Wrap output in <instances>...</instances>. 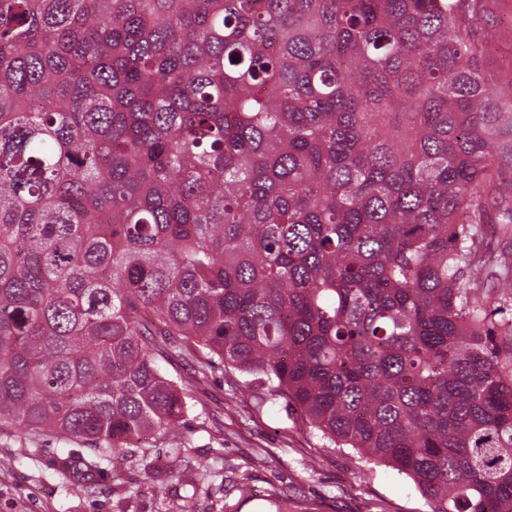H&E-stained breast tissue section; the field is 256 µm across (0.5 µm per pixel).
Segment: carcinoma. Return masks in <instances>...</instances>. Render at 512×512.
Instances as JSON below:
<instances>
[{
	"instance_id": "carcinoma-1",
	"label": "carcinoma",
	"mask_w": 512,
	"mask_h": 512,
	"mask_svg": "<svg viewBox=\"0 0 512 512\" xmlns=\"http://www.w3.org/2000/svg\"><path fill=\"white\" fill-rule=\"evenodd\" d=\"M487 0H0V428L189 454L260 380L432 512H512V78Z\"/></svg>"
}]
</instances>
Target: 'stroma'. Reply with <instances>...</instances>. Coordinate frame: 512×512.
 Masks as SVG:
<instances>
[{
	"instance_id": "stroma-1",
	"label": "stroma",
	"mask_w": 512,
	"mask_h": 512,
	"mask_svg": "<svg viewBox=\"0 0 512 512\" xmlns=\"http://www.w3.org/2000/svg\"><path fill=\"white\" fill-rule=\"evenodd\" d=\"M499 31L484 66L501 78L512 77V0H490L484 17ZM172 375L195 381L198 401L186 419L199 460L222 452L227 474L252 492L240 512H265V498L288 501V512H431L432 504L405 476L384 464L362 458L350 448H328L318 432L306 427L284 400L257 405L250 376L215 366L196 378L190 362L167 365ZM79 442L55 438L32 444L13 429L0 432V512H157L181 502L170 483L146 472L136 457L123 454L96 493L53 478L59 456L83 451ZM142 494L125 502L127 487Z\"/></svg>"
}]
</instances>
